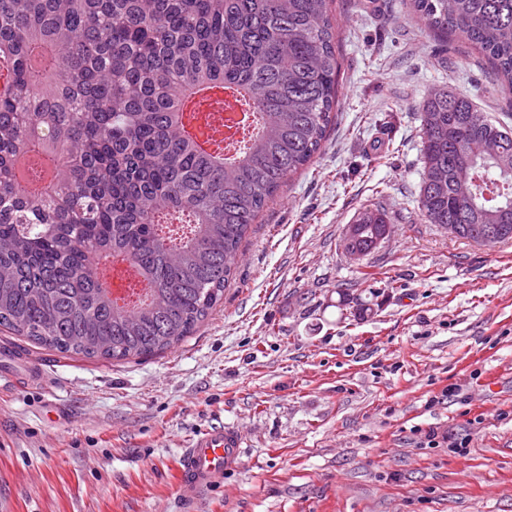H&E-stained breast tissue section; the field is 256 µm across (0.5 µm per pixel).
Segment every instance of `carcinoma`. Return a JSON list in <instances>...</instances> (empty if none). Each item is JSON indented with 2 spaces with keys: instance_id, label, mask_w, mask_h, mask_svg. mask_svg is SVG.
<instances>
[{
  "instance_id": "obj_1",
  "label": "carcinoma",
  "mask_w": 512,
  "mask_h": 512,
  "mask_svg": "<svg viewBox=\"0 0 512 512\" xmlns=\"http://www.w3.org/2000/svg\"><path fill=\"white\" fill-rule=\"evenodd\" d=\"M512 90V0H404ZM329 0H0V327L65 356H154L224 297L243 241L320 153L338 102ZM218 93L253 131L207 136ZM421 220L512 240V127L422 108ZM382 211L344 238L363 254Z\"/></svg>"
}]
</instances>
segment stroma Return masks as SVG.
<instances>
[{"instance_id":"stroma-1","label":"stroma","mask_w":512,"mask_h":512,"mask_svg":"<svg viewBox=\"0 0 512 512\" xmlns=\"http://www.w3.org/2000/svg\"><path fill=\"white\" fill-rule=\"evenodd\" d=\"M336 120L269 202L234 279L162 354L69 357L0 330V512H512V240L488 249L421 221L424 101L445 87L503 118L512 94L472 48L401 0H331ZM389 236L361 260L365 211ZM232 426L237 470L199 493L183 448ZM469 453L428 447V430ZM389 223L383 211H369L362 214L355 224L349 227L344 238V245L355 250L346 249L345 253L352 259L362 258L363 254L366 255L375 249L387 237L384 235Z\"/></svg>"}]
</instances>
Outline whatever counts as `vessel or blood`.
Listing matches in <instances>:
<instances>
[{"label": "vessel or blood", "instance_id": "b4317fda", "mask_svg": "<svg viewBox=\"0 0 512 512\" xmlns=\"http://www.w3.org/2000/svg\"><path fill=\"white\" fill-rule=\"evenodd\" d=\"M243 435L235 428H213L200 432L180 457L182 481L207 489L220 484L227 472L240 464Z\"/></svg>", "mask_w": 512, "mask_h": 512}]
</instances>
